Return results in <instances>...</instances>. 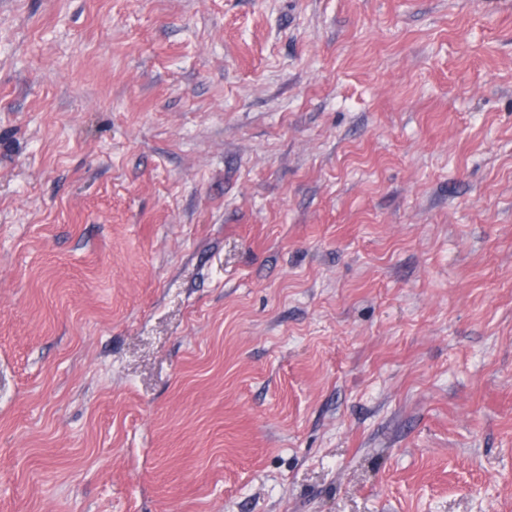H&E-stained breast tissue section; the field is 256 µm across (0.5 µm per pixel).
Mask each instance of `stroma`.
I'll list each match as a JSON object with an SVG mask.
<instances>
[{"label":"stroma","instance_id":"1","mask_svg":"<svg viewBox=\"0 0 512 512\" xmlns=\"http://www.w3.org/2000/svg\"><path fill=\"white\" fill-rule=\"evenodd\" d=\"M0 512H512V0H0Z\"/></svg>","mask_w":512,"mask_h":512}]
</instances>
